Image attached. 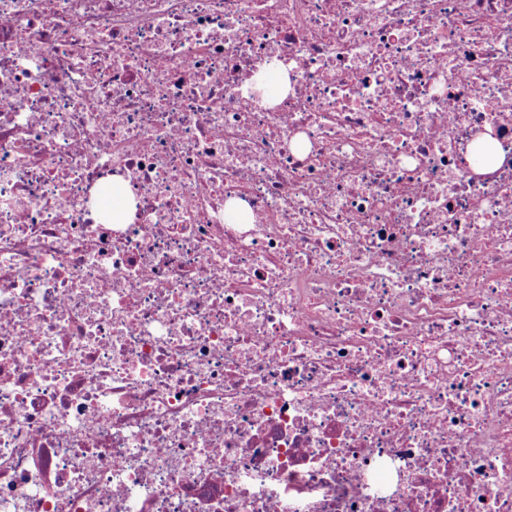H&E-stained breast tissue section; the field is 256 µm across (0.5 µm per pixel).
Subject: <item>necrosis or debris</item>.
I'll list each match as a JSON object with an SVG mask.
<instances>
[{"mask_svg":"<svg viewBox=\"0 0 512 512\" xmlns=\"http://www.w3.org/2000/svg\"><path fill=\"white\" fill-rule=\"evenodd\" d=\"M0 512H512V0H0ZM133 207V200L128 187L119 182H112V216L113 223L125 224ZM115 217V222H114Z\"/></svg>","mask_w":512,"mask_h":512,"instance_id":"necrosis-or-debris-1","label":"necrosis or debris"}]
</instances>
